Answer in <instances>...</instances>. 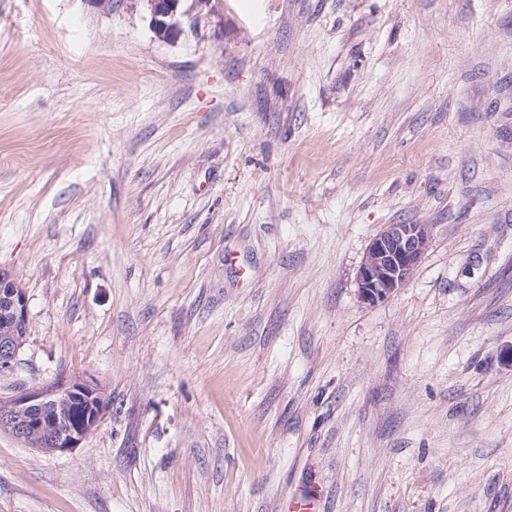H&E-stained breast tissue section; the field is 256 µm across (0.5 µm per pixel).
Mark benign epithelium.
Segmentation results:
<instances>
[{
	"instance_id": "benign-epithelium-1",
	"label": "benign epithelium",
	"mask_w": 512,
	"mask_h": 512,
	"mask_svg": "<svg viewBox=\"0 0 512 512\" xmlns=\"http://www.w3.org/2000/svg\"><path fill=\"white\" fill-rule=\"evenodd\" d=\"M150 25L161 38L179 31L182 0H146ZM432 240L429 224H389L369 242L357 271L362 301L387 300L410 280ZM28 336L25 290L0 271V373L14 370ZM101 389L84 379L59 377L0 398V430L30 448L64 454L79 447L107 417Z\"/></svg>"
}]
</instances>
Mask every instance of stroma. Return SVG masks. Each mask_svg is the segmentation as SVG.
I'll use <instances>...</instances> for the list:
<instances>
[{
	"mask_svg": "<svg viewBox=\"0 0 512 512\" xmlns=\"http://www.w3.org/2000/svg\"><path fill=\"white\" fill-rule=\"evenodd\" d=\"M0 0V397L111 402L79 448L0 431V512H512V0ZM428 224L375 306L356 273ZM150 25L161 38H167L179 31L178 16L182 0H146ZM432 240L428 224H389L369 242L357 271L362 301L384 302L410 280ZM1 300L2 308H1ZM2 315V316H1ZM28 336L27 296L15 279L0 271V373L14 370Z\"/></svg>",
	"mask_w": 512,
	"mask_h": 512,
	"instance_id": "obj_1",
	"label": "stroma"
}]
</instances>
